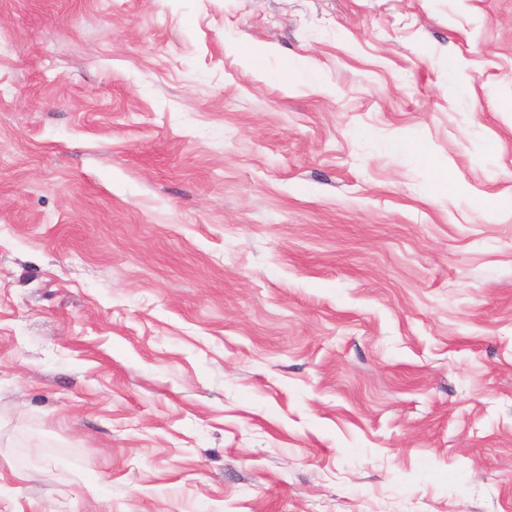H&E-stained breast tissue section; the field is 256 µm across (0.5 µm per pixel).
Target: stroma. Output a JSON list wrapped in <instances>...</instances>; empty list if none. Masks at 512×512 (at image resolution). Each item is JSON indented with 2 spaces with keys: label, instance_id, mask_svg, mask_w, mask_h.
<instances>
[{
  "label": "stroma",
  "instance_id": "obj_1",
  "mask_svg": "<svg viewBox=\"0 0 512 512\" xmlns=\"http://www.w3.org/2000/svg\"><path fill=\"white\" fill-rule=\"evenodd\" d=\"M0 512H512V0H0ZM390 148L394 152H413L425 166H428L438 172L441 181L448 183V170L439 166L435 157L427 145L420 142H408L400 138H394L390 141Z\"/></svg>",
  "mask_w": 512,
  "mask_h": 512
}]
</instances>
